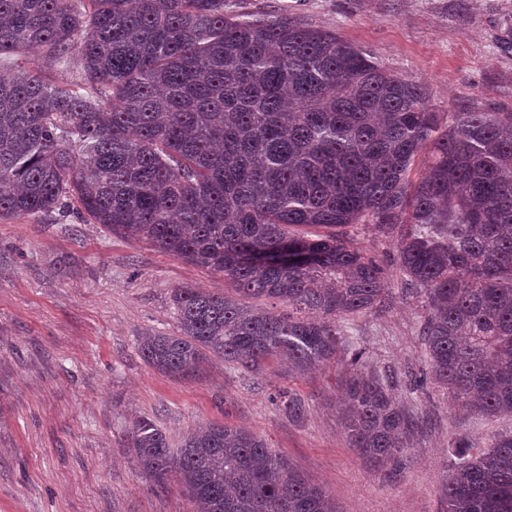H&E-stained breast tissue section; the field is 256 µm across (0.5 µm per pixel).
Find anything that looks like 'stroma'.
Segmentation results:
<instances>
[{
  "label": "stroma",
  "instance_id": "stroma-1",
  "mask_svg": "<svg viewBox=\"0 0 512 512\" xmlns=\"http://www.w3.org/2000/svg\"><path fill=\"white\" fill-rule=\"evenodd\" d=\"M224 9L336 33L423 84L433 111L512 112V0H225ZM183 285L225 287L222 274L69 211L0 219V512H194L177 482L154 490L138 464L129 432L140 417L175 447L209 422L250 430L340 512H443L455 441L477 451L512 431V419L474 414L429 383L411 386L426 367V312L403 295L397 270L386 309L342 328L425 422L399 474L349 448L335 370L289 381L274 366L256 378L215 360L177 380L147 365L138 341L176 332L171 294ZM285 385L307 402L303 421L274 402Z\"/></svg>",
  "mask_w": 512,
  "mask_h": 512
}]
</instances>
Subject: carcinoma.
<instances>
[{
    "label": "carcinoma",
    "mask_w": 512,
    "mask_h": 512,
    "mask_svg": "<svg viewBox=\"0 0 512 512\" xmlns=\"http://www.w3.org/2000/svg\"><path fill=\"white\" fill-rule=\"evenodd\" d=\"M33 55L42 65L25 67ZM2 58L16 68L0 75V218L72 209L233 287L174 289L177 333L138 344L151 367L184 379L217 358L261 376L273 362L291 380L335 367L349 448L401 471L421 422L340 329L389 298L383 261L344 231L372 224L425 307L424 380L512 417V112H434L422 84L336 34L224 0H0ZM274 399L306 417L292 390ZM130 441L154 486L176 480L197 512H338L251 432L213 422L173 448L139 418ZM455 448L446 512H512V433Z\"/></svg>",
    "instance_id": "1"
}]
</instances>
